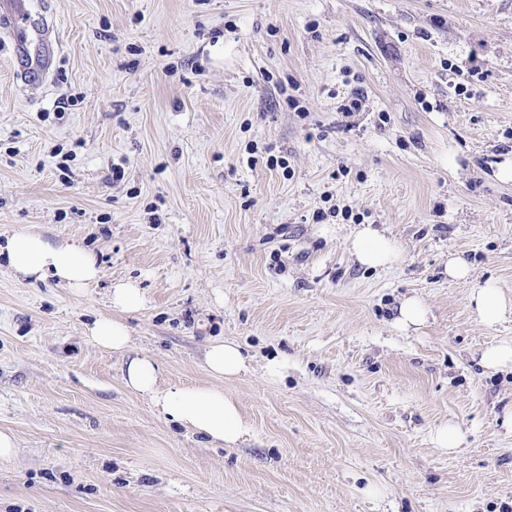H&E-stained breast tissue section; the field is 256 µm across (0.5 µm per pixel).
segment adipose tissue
Here are the masks:
<instances>
[{
  "instance_id": "obj_1",
  "label": "adipose tissue",
  "mask_w": 512,
  "mask_h": 512,
  "mask_svg": "<svg viewBox=\"0 0 512 512\" xmlns=\"http://www.w3.org/2000/svg\"><path fill=\"white\" fill-rule=\"evenodd\" d=\"M347 245L358 262L367 267L392 266L401 259L393 240L370 224L356 227L348 236ZM0 256L17 278L33 281L52 278L76 293L93 286L100 275L95 256L81 244L55 245L29 232L8 237L0 245ZM471 304L479 319L488 325L497 324L512 310V301L490 280L472 292ZM85 334L103 349L128 355L132 338L121 320L95 319ZM204 366L212 376L232 379L250 373L252 360L236 341L223 339L208 345ZM125 379L128 387L148 397L168 420L213 442L234 444L251 429L237 400L226 395L222 388L207 384L162 387V369L151 357H129Z\"/></svg>"
}]
</instances>
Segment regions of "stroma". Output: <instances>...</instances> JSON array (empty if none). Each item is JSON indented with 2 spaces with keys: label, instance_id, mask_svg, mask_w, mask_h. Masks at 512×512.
I'll return each mask as SVG.
<instances>
[{
  "label": "stroma",
  "instance_id": "35a3bbf8",
  "mask_svg": "<svg viewBox=\"0 0 512 512\" xmlns=\"http://www.w3.org/2000/svg\"><path fill=\"white\" fill-rule=\"evenodd\" d=\"M25 3L60 53L25 84L0 38V239L80 242L101 276L0 269V512H512V368L480 363L512 313L469 302L490 278L512 299V0ZM360 224L401 262L360 265ZM127 279L129 356L164 385L211 383L212 341L251 356L223 384L248 436L171 423L86 338ZM110 301L115 309L122 312H131L144 306L145 296L138 282L125 280L112 285ZM427 322V308L417 297L407 298L399 308L396 327L402 333L416 331Z\"/></svg>",
  "mask_w": 512,
  "mask_h": 512
}]
</instances>
